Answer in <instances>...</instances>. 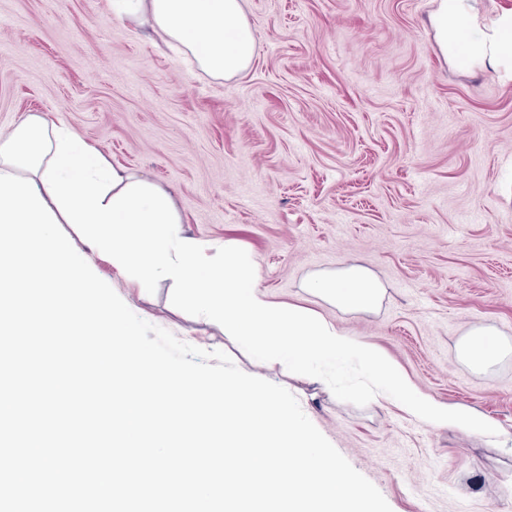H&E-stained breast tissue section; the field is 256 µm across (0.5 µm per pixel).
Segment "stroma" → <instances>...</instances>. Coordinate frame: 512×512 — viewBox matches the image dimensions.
I'll use <instances>...</instances> for the list:
<instances>
[{
  "label": "stroma",
  "instance_id": "35a3bbf8",
  "mask_svg": "<svg viewBox=\"0 0 512 512\" xmlns=\"http://www.w3.org/2000/svg\"><path fill=\"white\" fill-rule=\"evenodd\" d=\"M434 0H246L258 39L243 75L191 72L108 0H0V132L59 119L114 166L172 192L186 230L253 252L274 300L371 342L434 399L472 408L499 439L433 427L392 403L257 366L167 285L94 272L142 319L289 390L392 512H512V354L485 371L457 345L512 341V77L453 66ZM386 288L374 313L307 293L351 262Z\"/></svg>",
  "mask_w": 512,
  "mask_h": 512
}]
</instances>
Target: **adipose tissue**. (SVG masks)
I'll return each instance as SVG.
<instances>
[{
	"instance_id": "adipose-tissue-1",
	"label": "adipose tissue",
	"mask_w": 512,
	"mask_h": 512,
	"mask_svg": "<svg viewBox=\"0 0 512 512\" xmlns=\"http://www.w3.org/2000/svg\"><path fill=\"white\" fill-rule=\"evenodd\" d=\"M477 0H436L431 15L442 54L457 67L512 68V13L480 20ZM112 13L148 27L184 62L215 78L248 71L257 53V37L244 10L245 0H109ZM308 292L351 313H371L386 289L368 268L351 264L317 271L305 283ZM461 358L483 371L512 353L490 328L475 327L461 341Z\"/></svg>"
}]
</instances>
